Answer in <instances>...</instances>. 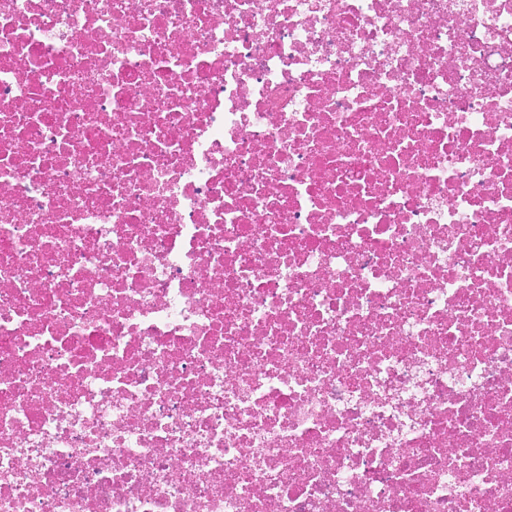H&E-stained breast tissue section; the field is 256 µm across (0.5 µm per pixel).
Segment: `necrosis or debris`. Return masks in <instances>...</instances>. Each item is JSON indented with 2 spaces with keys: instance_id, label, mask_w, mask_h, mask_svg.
Segmentation results:
<instances>
[{
  "instance_id": "4bbe7bcc",
  "label": "necrosis or debris",
  "mask_w": 512,
  "mask_h": 512,
  "mask_svg": "<svg viewBox=\"0 0 512 512\" xmlns=\"http://www.w3.org/2000/svg\"><path fill=\"white\" fill-rule=\"evenodd\" d=\"M0 512H512V0H0Z\"/></svg>"
}]
</instances>
